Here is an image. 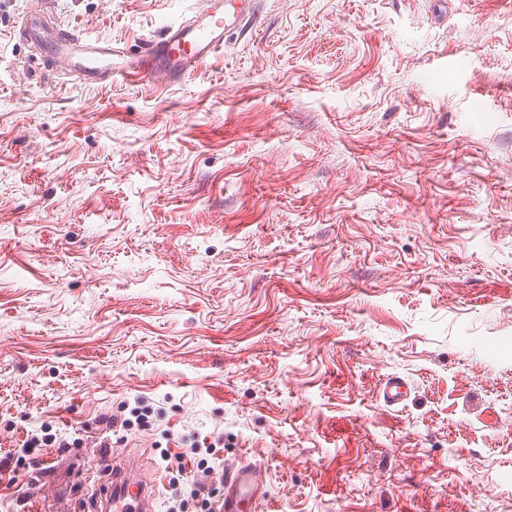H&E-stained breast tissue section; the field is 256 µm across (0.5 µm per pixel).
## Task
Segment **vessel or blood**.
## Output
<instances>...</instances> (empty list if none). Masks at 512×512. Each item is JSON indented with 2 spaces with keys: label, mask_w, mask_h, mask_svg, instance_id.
I'll return each mask as SVG.
<instances>
[{
  "label": "vessel or blood",
  "mask_w": 512,
  "mask_h": 512,
  "mask_svg": "<svg viewBox=\"0 0 512 512\" xmlns=\"http://www.w3.org/2000/svg\"><path fill=\"white\" fill-rule=\"evenodd\" d=\"M258 4L259 0H200L198 6L189 8L187 19L170 26L161 40L146 43L132 59L120 48L87 41L73 29L58 28L40 8L24 15L16 32L21 40L38 45L47 66L65 76L96 83L161 70L170 81L177 82L200 73L223 50L225 32L245 28ZM93 464L112 471L109 512H155L154 487L134 478L132 462L113 465L107 456L100 455ZM265 482L264 470L255 463L230 469L224 475V501L219 512H246L261 500Z\"/></svg>",
  "instance_id": "obj_1"
}]
</instances>
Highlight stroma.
I'll return each mask as SVG.
<instances>
[{"label":"stroma","instance_id":"stroma-1","mask_svg":"<svg viewBox=\"0 0 512 512\" xmlns=\"http://www.w3.org/2000/svg\"><path fill=\"white\" fill-rule=\"evenodd\" d=\"M263 2L192 79L87 84L0 0V512H106L107 449L159 512L165 453L262 464L257 512H512V0ZM55 11L131 56L183 15Z\"/></svg>","mask_w":512,"mask_h":512}]
</instances>
